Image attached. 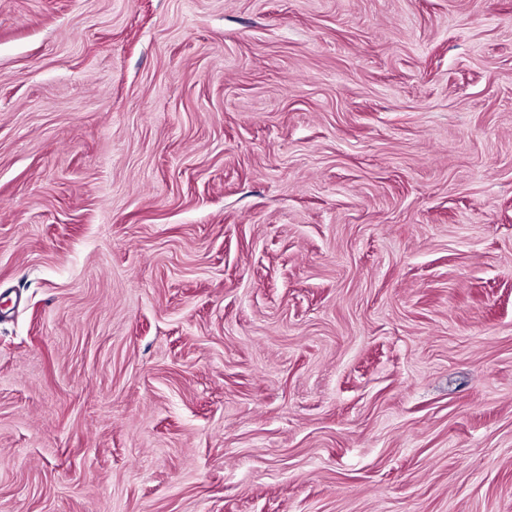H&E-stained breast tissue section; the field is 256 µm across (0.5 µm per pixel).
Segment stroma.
Instances as JSON below:
<instances>
[{
    "label": "stroma",
    "mask_w": 512,
    "mask_h": 512,
    "mask_svg": "<svg viewBox=\"0 0 512 512\" xmlns=\"http://www.w3.org/2000/svg\"><path fill=\"white\" fill-rule=\"evenodd\" d=\"M0 512H512V0H0Z\"/></svg>",
    "instance_id": "35a3bbf8"
}]
</instances>
